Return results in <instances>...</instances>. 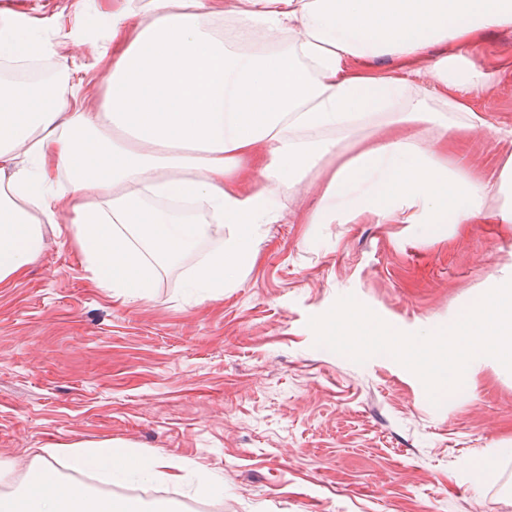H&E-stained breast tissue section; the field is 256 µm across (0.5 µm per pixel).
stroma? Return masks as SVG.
<instances>
[{
    "mask_svg": "<svg viewBox=\"0 0 512 512\" xmlns=\"http://www.w3.org/2000/svg\"><path fill=\"white\" fill-rule=\"evenodd\" d=\"M79 0H0V10L60 17L46 30L79 93L106 92L95 55L75 53ZM489 126L455 140L451 161L496 177L512 141V75L480 100ZM341 149L288 193L318 203ZM243 280L219 300L184 282L218 249L198 245L149 295L95 283L53 224L20 279L0 285V458L12 487L61 443L110 439L176 463L177 483L123 481L194 512L199 477L221 480L224 512H512V372L486 365L441 406L386 354L358 364L317 346L309 317L351 294L407 333L447 326L512 269V228L465 224L441 237L413 224H269ZM500 459L479 481V458Z\"/></svg>",
    "mask_w": 512,
    "mask_h": 512,
    "instance_id": "stroma-1",
    "label": "stroma"
}]
</instances>
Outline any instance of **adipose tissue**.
<instances>
[{"instance_id": "obj_1", "label": "adipose tissue", "mask_w": 512, "mask_h": 512, "mask_svg": "<svg viewBox=\"0 0 512 512\" xmlns=\"http://www.w3.org/2000/svg\"><path fill=\"white\" fill-rule=\"evenodd\" d=\"M223 19L238 44L212 30ZM101 21L110 66L98 107L65 76L45 92L0 80V285L39 256L45 225L64 224L94 280L123 299L146 297L167 264L221 237L186 282L221 299L252 266L261 228L289 218L283 193L371 115L384 117L380 132L324 178L303 223L417 224L428 236L512 226V154L491 181L448 160L449 113L467 117L457 134L487 127L477 101L512 72V52L490 42L512 30V0H121L76 17L81 29ZM57 54L30 18L0 13V62ZM421 123L437 137L418 138ZM57 453L113 481L174 478L168 458L127 443ZM12 475L0 459V512H174L64 488L46 459L22 491H7Z\"/></svg>"}]
</instances>
